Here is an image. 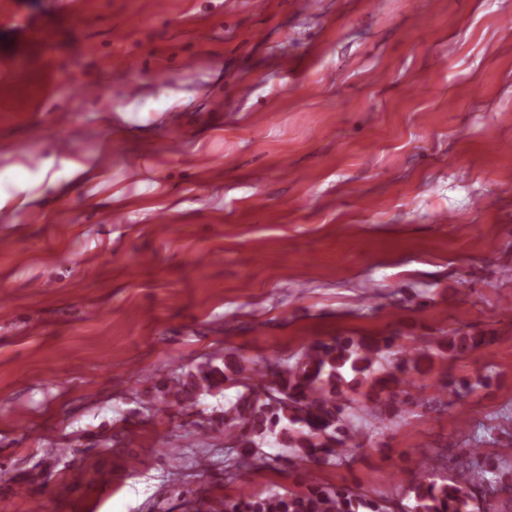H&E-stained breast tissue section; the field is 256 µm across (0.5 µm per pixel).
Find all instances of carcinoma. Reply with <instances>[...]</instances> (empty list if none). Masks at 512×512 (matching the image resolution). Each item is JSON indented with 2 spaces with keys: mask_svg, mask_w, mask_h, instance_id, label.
I'll return each instance as SVG.
<instances>
[{
  "mask_svg": "<svg viewBox=\"0 0 512 512\" xmlns=\"http://www.w3.org/2000/svg\"><path fill=\"white\" fill-rule=\"evenodd\" d=\"M428 357L427 350L415 347L392 360L378 343L335 338L313 343L298 355L279 357L265 369L242 363L222 369L201 365L184 378L172 379L163 402H192L226 382L247 389L224 410V428L234 436V446L228 449L229 470L255 461L268 469L277 468L281 455L263 448L270 435L280 439L287 449L286 460L294 468L347 465L348 449L363 447L347 422L355 402L343 389L347 377L359 376L373 387L383 385L385 380L372 378L374 373L392 364L402 373L417 370ZM450 463L457 469L450 482L439 484L431 479L434 471ZM507 468L512 469V448L501 449L496 462L476 456L470 448L452 455L445 450L416 466L411 505L377 501L359 488L305 484L286 493L226 497L211 502L208 512H393L395 506L402 512H479L487 496L495 494Z\"/></svg>",
  "mask_w": 512,
  "mask_h": 512,
  "instance_id": "1",
  "label": "carcinoma"
}]
</instances>
